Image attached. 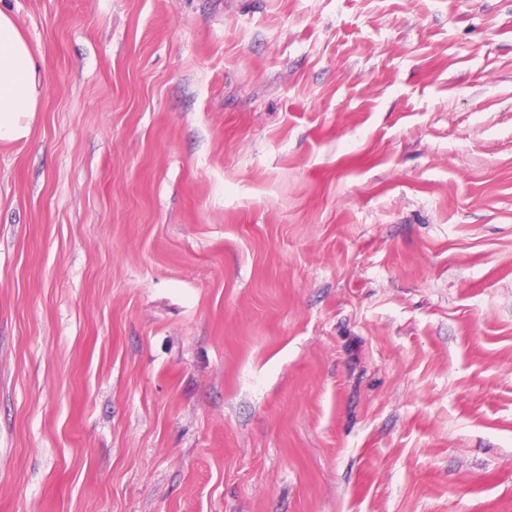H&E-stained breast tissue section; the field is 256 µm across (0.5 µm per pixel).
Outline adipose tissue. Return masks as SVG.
<instances>
[{
  "instance_id": "obj_1",
  "label": "adipose tissue",
  "mask_w": 512,
  "mask_h": 512,
  "mask_svg": "<svg viewBox=\"0 0 512 512\" xmlns=\"http://www.w3.org/2000/svg\"><path fill=\"white\" fill-rule=\"evenodd\" d=\"M42 86L38 58L15 22L0 7V141L28 136L39 110Z\"/></svg>"
}]
</instances>
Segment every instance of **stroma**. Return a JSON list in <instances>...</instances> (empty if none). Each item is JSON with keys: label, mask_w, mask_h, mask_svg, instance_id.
I'll list each match as a JSON object with an SVG mask.
<instances>
[{"label": "stroma", "mask_w": 512, "mask_h": 512, "mask_svg": "<svg viewBox=\"0 0 512 512\" xmlns=\"http://www.w3.org/2000/svg\"><path fill=\"white\" fill-rule=\"evenodd\" d=\"M0 5V512H512V0ZM42 86L38 58L15 22L0 7V141L29 135L39 110Z\"/></svg>", "instance_id": "obj_1"}]
</instances>
